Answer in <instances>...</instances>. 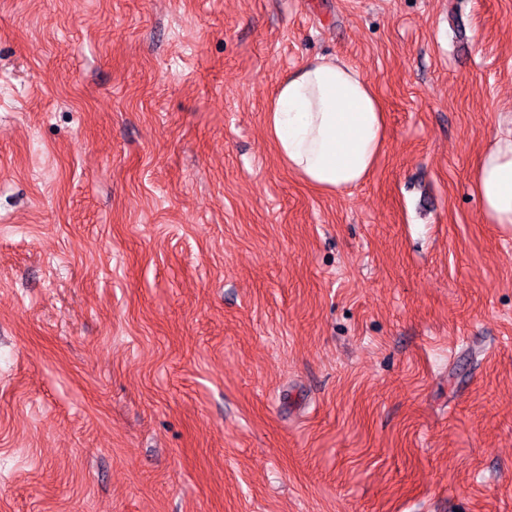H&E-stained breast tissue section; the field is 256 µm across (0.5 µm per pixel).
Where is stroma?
<instances>
[{"label": "stroma", "instance_id": "35a3bbf8", "mask_svg": "<svg viewBox=\"0 0 512 512\" xmlns=\"http://www.w3.org/2000/svg\"><path fill=\"white\" fill-rule=\"evenodd\" d=\"M337 54L389 139L265 133ZM512 0H0V512H512ZM265 129L289 173L336 194L364 182L388 141L372 80L340 55L304 59L271 97ZM489 224H512V130L496 135L479 156L471 179Z\"/></svg>", "mask_w": 512, "mask_h": 512}]
</instances>
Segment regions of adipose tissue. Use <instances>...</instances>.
<instances>
[{"mask_svg": "<svg viewBox=\"0 0 512 512\" xmlns=\"http://www.w3.org/2000/svg\"><path fill=\"white\" fill-rule=\"evenodd\" d=\"M265 129L282 166L326 194L364 182L388 141L374 83L338 55L303 60L278 84ZM471 190L487 223L512 224V132L495 136L479 156Z\"/></svg>", "mask_w": 512, "mask_h": 512, "instance_id": "ef3b65f1", "label": "adipose tissue"}]
</instances>
